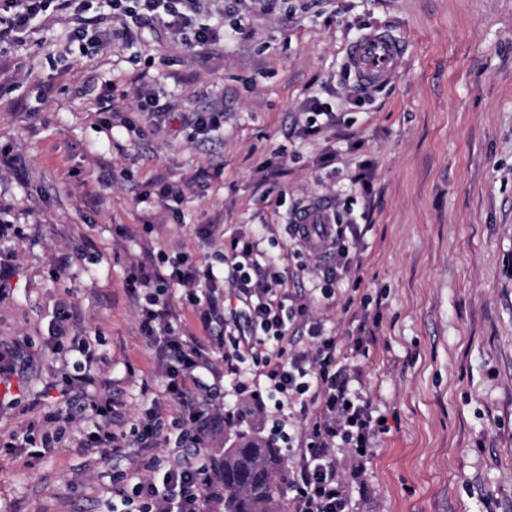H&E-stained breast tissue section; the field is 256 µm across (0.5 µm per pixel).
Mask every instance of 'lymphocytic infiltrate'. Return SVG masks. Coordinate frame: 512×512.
I'll return each mask as SVG.
<instances>
[{
    "mask_svg": "<svg viewBox=\"0 0 512 512\" xmlns=\"http://www.w3.org/2000/svg\"><path fill=\"white\" fill-rule=\"evenodd\" d=\"M95 0H0V44H19L37 17L53 11L66 15L73 26L74 41L106 44L107 37L90 30L86 19ZM197 0H112L124 22L121 34L132 37L135 29L159 24L171 33L192 31L194 47L215 44L219 34L209 28H193ZM213 247L212 255L197 258L176 252L168 268L141 262L128 266L124 285L136 300L139 326L152 351L154 364L165 383L167 395L180 407L177 418L185 440L201 447L203 435L219 416L212 401L221 387L213 378L206 353L195 337L182 334L176 314L166 296L168 289H180L182 305L192 308L203 335L223 343V327L233 324L234 350L225 354L228 372H239L241 364L252 362L261 368L269 385L258 412L281 409L284 404L300 405L312 412L303 431L285 429L273 423L271 435L279 447L298 448L299 462L287 477L291 512H351L350 490L367 494L363 479L370 460L368 450L380 427L372 403L362 391L351 386L348 365L336 356V339L323 325L312 321L307 304L288 301L289 276L278 258L267 255L260 245L264 231L253 229L225 235L217 224L200 231ZM356 225H329L326 247L318 254L323 273L312 285L324 300L335 294L337 278L349 270L350 252L358 241ZM230 286L241 309L225 310L219 290ZM74 318L68 308L55 312L48 326L49 340L65 347L71 368L61 381L58 407L46 413L40 430L43 447L61 438L60 420L80 415L89 429L81 440L85 450L120 451L124 434L113 431L116 407L111 396L90 394L92 369L97 358L87 339L71 335ZM306 332L310 346L291 348L297 332ZM164 425L161 411L143 414L133 426L134 443L146 454L147 468H162V479L135 471L112 480V497L128 512H207L208 505L222 499L224 487L214 476L215 464L206 456L196 462L180 459L158 462L152 451L158 445Z\"/></svg>",
    "mask_w": 512,
    "mask_h": 512,
    "instance_id": "obj_1",
    "label": "lymphocytic infiltrate"
}]
</instances>
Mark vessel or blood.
<instances>
[{
    "label": "vessel or blood",
    "mask_w": 512,
    "mask_h": 512,
    "mask_svg": "<svg viewBox=\"0 0 512 512\" xmlns=\"http://www.w3.org/2000/svg\"><path fill=\"white\" fill-rule=\"evenodd\" d=\"M404 43L393 35L374 30L349 49V61L363 82L376 85L388 79L400 65Z\"/></svg>",
    "instance_id": "b4317fda"
}]
</instances>
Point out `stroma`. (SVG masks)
Returning a JSON list of instances; mask_svg holds the SVG:
<instances>
[{"mask_svg": "<svg viewBox=\"0 0 512 512\" xmlns=\"http://www.w3.org/2000/svg\"><path fill=\"white\" fill-rule=\"evenodd\" d=\"M197 22L228 32L206 56L160 25L82 48L56 15L0 47V147L11 149L0 225L24 229L0 257V360L19 370L0 394V512H110L113 475L141 464L131 448L84 452L77 423L40 455L6 450L55 406L62 355L45 339L56 309L93 335L97 392L126 423L156 407L174 418L127 267L203 254V224L228 235L271 225L263 247L279 254L290 210L313 198L361 236L312 313L387 421L366 473L373 493L353 512H512V0H199ZM375 29L406 53L363 91L348 50ZM104 94L126 124L104 128ZM144 96L171 105L173 134H137ZM313 98L340 123L298 137ZM214 108L224 130L198 140L189 119ZM364 169L365 187L353 181ZM160 176L180 202L158 199ZM367 335L376 344L355 350ZM237 431L269 437L259 415L221 422L207 455L222 458Z\"/></svg>", "mask_w": 512, "mask_h": 512, "instance_id": "stroma-1", "label": "stroma"}]
</instances>
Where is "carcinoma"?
Wrapping results in <instances>:
<instances>
[{"instance_id": "cac0c4a2", "label": "carcinoma", "mask_w": 512, "mask_h": 512, "mask_svg": "<svg viewBox=\"0 0 512 512\" xmlns=\"http://www.w3.org/2000/svg\"><path fill=\"white\" fill-rule=\"evenodd\" d=\"M219 474L224 512H281V485L288 463L273 444L241 434L228 439Z\"/></svg>"}]
</instances>
